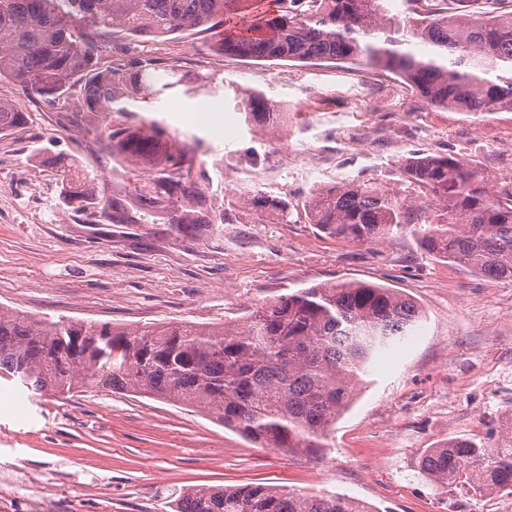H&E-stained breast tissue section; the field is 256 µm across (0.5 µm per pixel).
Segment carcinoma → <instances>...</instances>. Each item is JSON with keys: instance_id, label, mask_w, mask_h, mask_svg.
<instances>
[{"instance_id": "carcinoma-1", "label": "carcinoma", "mask_w": 512, "mask_h": 512, "mask_svg": "<svg viewBox=\"0 0 512 512\" xmlns=\"http://www.w3.org/2000/svg\"><path fill=\"white\" fill-rule=\"evenodd\" d=\"M0 0V80L52 106L77 89L90 112L124 93L158 96L181 82L150 61L136 70L98 67L99 40L119 30L166 36L201 28L216 50L255 61L364 62L401 78L429 106L462 112L512 109V10L456 14L448 0H408V16L389 0ZM424 47L418 57L413 47ZM20 114L0 100V132ZM101 134L156 169L165 193L192 191L181 171L192 148L173 143L155 158L158 127L134 136ZM406 181L432 196L436 218L376 186L354 181L314 191L310 223L356 243L407 229L434 257L489 281H512V181L493 189L473 165L453 156L409 157ZM69 197L104 196L99 182L62 169ZM421 312L393 288L365 283L313 285L254 308L242 330L196 323L118 326L0 309V379L34 394L109 386L208 412L225 428L265 448L317 456L336 419L358 395L377 353L412 332ZM422 472L440 487L512 495V422L487 441L448 440L429 449ZM172 512H369L341 494L271 485L196 486Z\"/></svg>"}]
</instances>
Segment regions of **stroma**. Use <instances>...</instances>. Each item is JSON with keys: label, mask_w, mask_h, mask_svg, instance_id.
<instances>
[{"label": "stroma", "mask_w": 512, "mask_h": 512, "mask_svg": "<svg viewBox=\"0 0 512 512\" xmlns=\"http://www.w3.org/2000/svg\"><path fill=\"white\" fill-rule=\"evenodd\" d=\"M202 29L122 32L100 65L151 60L180 85L108 112L47 107L19 84L0 99L24 115L0 133V307L34 317L127 325L240 326L251 307L315 283L366 282L412 298L423 318L382 353L319 457L246 440L203 413L109 388L40 396L0 379V512H171L182 489L263 484L344 494L378 512H512V497L444 490L419 461L453 437H487L512 414V281L490 282L424 251L413 233L358 244L310 224L312 192L379 186L422 210L405 182L413 153L475 165L489 186L512 177V110L428 106L400 78L362 64L224 56ZM265 100L245 114L246 94ZM155 123L159 150L193 149L194 196L154 193L155 173L101 137ZM99 179L111 216L66 202L59 162ZM288 204V221L252 209ZM200 223L184 224L183 215Z\"/></svg>", "instance_id": "1"}]
</instances>
